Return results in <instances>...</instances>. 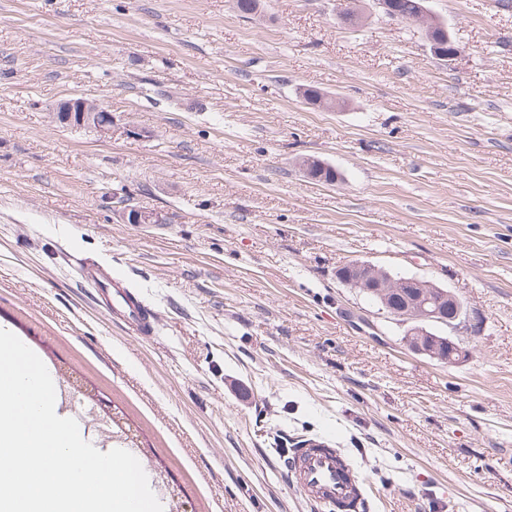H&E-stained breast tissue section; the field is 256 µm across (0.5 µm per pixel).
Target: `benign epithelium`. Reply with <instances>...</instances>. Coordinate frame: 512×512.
I'll return each mask as SVG.
<instances>
[{
    "mask_svg": "<svg viewBox=\"0 0 512 512\" xmlns=\"http://www.w3.org/2000/svg\"><path fill=\"white\" fill-rule=\"evenodd\" d=\"M53 112L54 118L60 123L86 124L104 137L112 135V113L94 100L81 97L70 99L59 103ZM112 210L127 224H163L166 221L159 212L138 209L117 199L112 200ZM338 277L353 288L374 293L387 312L409 325L406 341L414 352L448 363L463 356V348L452 340L448 341L446 358L441 356L440 345L425 344L421 340L427 335V327L433 323L454 328L466 318L467 311L455 306L451 292L417 277H395L386 269L369 262H355L340 270ZM393 296L405 298L401 308L395 309L389 304Z\"/></svg>",
    "mask_w": 512,
    "mask_h": 512,
    "instance_id": "benign-epithelium-1",
    "label": "benign epithelium"
}]
</instances>
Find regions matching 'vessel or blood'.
Listing matches in <instances>:
<instances>
[{"label": "vessel or blood", "mask_w": 512, "mask_h": 512, "mask_svg": "<svg viewBox=\"0 0 512 512\" xmlns=\"http://www.w3.org/2000/svg\"><path fill=\"white\" fill-rule=\"evenodd\" d=\"M78 275L91 288L94 299L114 318L135 327L143 336H152L153 312L130 290L122 275H104L89 259L79 264ZM288 468L317 512H338L340 507L349 505L362 508L368 503L365 477L330 438L301 439L292 450Z\"/></svg>", "instance_id": "b4317fda"}]
</instances>
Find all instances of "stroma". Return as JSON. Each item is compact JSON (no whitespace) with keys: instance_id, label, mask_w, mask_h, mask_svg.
Instances as JSON below:
<instances>
[{"instance_id":"1","label":"stroma","mask_w":512,"mask_h":512,"mask_svg":"<svg viewBox=\"0 0 512 512\" xmlns=\"http://www.w3.org/2000/svg\"><path fill=\"white\" fill-rule=\"evenodd\" d=\"M235 2L0 0V328L60 370L87 441L149 457L164 512H313L281 451L321 435L367 512H512V7L427 0L447 63L375 0L356 24ZM76 97L110 137L54 121ZM85 258L125 274L151 337L96 308ZM357 261L462 299L465 357L409 350L337 279ZM112 209L126 224H162L166 221L161 213L138 209L127 201L112 200Z\"/></svg>"}]
</instances>
